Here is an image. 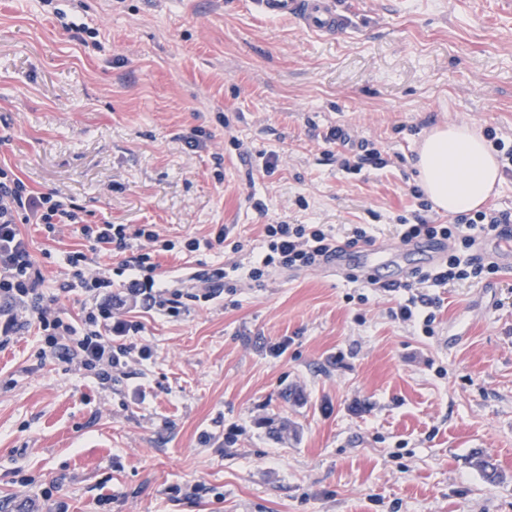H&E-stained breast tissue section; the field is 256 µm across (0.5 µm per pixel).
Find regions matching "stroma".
I'll list each match as a JSON object with an SVG mask.
<instances>
[{"mask_svg":"<svg viewBox=\"0 0 512 512\" xmlns=\"http://www.w3.org/2000/svg\"><path fill=\"white\" fill-rule=\"evenodd\" d=\"M335 2L344 27L320 37L247 0H0V166L88 224L241 242L160 253L167 282L249 267L268 224L377 245L448 222L413 162L440 123L512 139V0ZM336 126L385 167L342 171ZM21 231L78 317L79 226ZM419 291L441 300L430 336L392 317L406 292L324 265L176 317L132 306L107 384L29 326L0 346V512H512V263Z\"/></svg>","mask_w":512,"mask_h":512,"instance_id":"obj_1","label":"stroma"}]
</instances>
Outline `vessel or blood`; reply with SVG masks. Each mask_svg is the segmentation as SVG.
Instances as JSON below:
<instances>
[{"mask_svg":"<svg viewBox=\"0 0 512 512\" xmlns=\"http://www.w3.org/2000/svg\"><path fill=\"white\" fill-rule=\"evenodd\" d=\"M251 5L265 18L291 16L298 19L306 29L324 36L335 35L343 25L334 0H251ZM336 260L376 278L387 260V251L380 246L362 248L340 243L336 246Z\"/></svg>","mask_w":512,"mask_h":512,"instance_id":"vessel-or-blood-1","label":"vessel or blood"}]
</instances>
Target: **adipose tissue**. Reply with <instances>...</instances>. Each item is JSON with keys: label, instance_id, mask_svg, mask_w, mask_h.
I'll list each match as a JSON object with an SVG mask.
<instances>
[{"label": "adipose tissue", "instance_id": "ef3b65f1", "mask_svg": "<svg viewBox=\"0 0 512 512\" xmlns=\"http://www.w3.org/2000/svg\"><path fill=\"white\" fill-rule=\"evenodd\" d=\"M416 168L435 209L451 216L482 207L502 180L488 142L464 122L432 129L420 146Z\"/></svg>", "mask_w": 512, "mask_h": 512}]
</instances>
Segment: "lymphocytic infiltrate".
<instances>
[{"label":"lymphocytic infiltrate","mask_w":512,"mask_h":512,"mask_svg":"<svg viewBox=\"0 0 512 512\" xmlns=\"http://www.w3.org/2000/svg\"><path fill=\"white\" fill-rule=\"evenodd\" d=\"M512 223V214L494 209L456 217L451 224H403L398 236L410 244L423 239L440 238L448 243V255L440 264L418 270L414 284L445 287L451 283L483 282L498 271L492 262L476 260L472 249L483 238L498 236L504 225ZM40 224L47 233L57 225H79L82 235L94 248L108 251L126 250L130 239L149 244V251L138 254L127 267L124 287L134 298L147 301L150 307L179 316L189 303L210 301L223 293H234L236 279L221 268L201 269L191 274V286L176 288L157 280L152 249L173 251L174 241L160 238L154 230L139 228L127 234L122 224H85L79 209L51 194H34L14 174L0 168V345L29 324H36L44 337L43 354L64 359L85 370H96L100 380L112 378L127 348L130 324L112 313L116 303L112 296V276L102 268L89 273V258L81 251L66 255L65 263L72 277L89 293L93 304L79 323L65 321L48 304L43 292L45 276L34 260L30 244L20 231L21 225ZM267 251L248 269L245 278L261 284L273 269H301L319 266L336 244L330 231L318 224H269L265 227Z\"/></svg>","instance_id":"obj_1"}]
</instances>
